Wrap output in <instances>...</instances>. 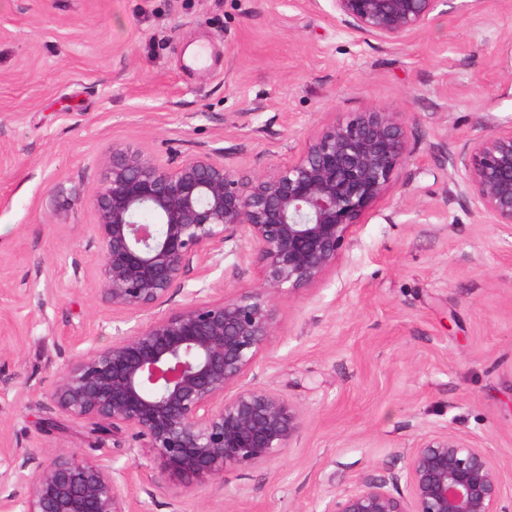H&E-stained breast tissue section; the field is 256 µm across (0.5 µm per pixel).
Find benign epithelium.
<instances>
[{"mask_svg":"<svg viewBox=\"0 0 512 512\" xmlns=\"http://www.w3.org/2000/svg\"><path fill=\"white\" fill-rule=\"evenodd\" d=\"M453 0H332L348 28L395 43ZM410 153L399 113L368 109L323 126L286 165L247 179L208 156L163 167L114 146L91 200L90 240L101 251L100 300L145 322L81 354L56 382L58 411L94 442L128 434L146 459L190 486L231 466L271 460L298 437L300 410L242 378L276 333L274 300L318 280L349 228L391 187ZM459 193L494 224L512 225V126L448 154ZM251 248L260 284L240 295L163 310L193 262ZM409 497L383 475L336 496L327 512H512L486 451L440 433L413 446ZM21 512H131L112 467L58 450L27 477Z\"/></svg>","mask_w":512,"mask_h":512,"instance_id":"obj_1","label":"benign epithelium"}]
</instances>
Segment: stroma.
<instances>
[{
  "label": "stroma",
  "mask_w": 512,
  "mask_h": 512,
  "mask_svg": "<svg viewBox=\"0 0 512 512\" xmlns=\"http://www.w3.org/2000/svg\"><path fill=\"white\" fill-rule=\"evenodd\" d=\"M400 113L411 151L333 267L275 300L277 329L243 382L297 406L271 461L187 489L134 463L130 437L93 450L49 393L80 352L134 318L95 292L90 200L112 148L158 163L207 155L250 178L288 164L324 124ZM512 123V0H453L388 44L331 0H0V473L70 449L112 465L132 512H325L449 433L484 448L512 505V226L460 195L447 152ZM243 249L187 289L257 287ZM62 420L51 431L48 420Z\"/></svg>",
  "instance_id": "35a3bbf8"
}]
</instances>
